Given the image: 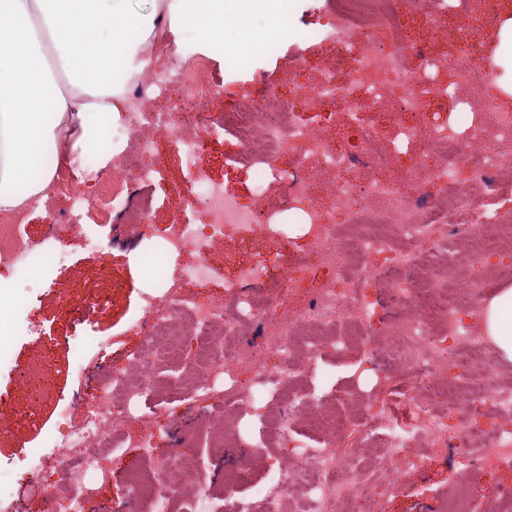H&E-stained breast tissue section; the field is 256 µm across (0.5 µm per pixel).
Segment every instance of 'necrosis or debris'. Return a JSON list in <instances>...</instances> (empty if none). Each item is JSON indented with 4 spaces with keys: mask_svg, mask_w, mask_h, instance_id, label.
Returning a JSON list of instances; mask_svg holds the SVG:
<instances>
[{
    "mask_svg": "<svg viewBox=\"0 0 512 512\" xmlns=\"http://www.w3.org/2000/svg\"><path fill=\"white\" fill-rule=\"evenodd\" d=\"M434 2L336 0L321 33L353 59L348 80L337 82L335 64L327 63L317 84L293 82L285 95L268 86L258 99L229 112L209 109L223 85L201 59L157 42L127 84L120 133L135 158L102 171L95 184L54 186V197L68 206L54 211L46 237L31 238L22 215H0V270L10 273L46 262L52 254L48 240L63 235L97 248L82 222L86 215L113 217L140 232L155 205L142 188L160 173L138 158L174 137L200 187L193 223L180 225L163 242V257L191 256L182 270L185 280L220 277L206 249L224 238L284 236L267 199L268 181L280 184L287 210L304 225L303 254L283 269L276 296L256 300L243 292L244 283L266 276L263 260L229 279L221 297L190 299L177 288L162 301L144 295L135 375L115 373L97 382L93 410L67 424L64 440L75 456L57 467L72 491L69 512H83L87 472H107L104 460L86 455V448L103 440L121 450L131 403L151 393L156 369L188 343L196 389L209 394L224 375L240 369L247 374L225 390L226 415L212 422L220 442L233 443L228 413L255 410L273 399L281 409L262 419L264 439L278 446L300 427L310 440L248 495L237 493L240 471L227 472L225 493L234 512H289L298 501L308 512H335L382 485L405 489L421 476L422 447L440 456L474 455L484 472L512 461V386L492 383L497 356L479 331L480 304L512 258V110L500 105L494 79L479 63L482 50L470 37H460L450 61L415 46L402 19L421 14L433 28H443ZM412 51L423 61L417 75L404 65ZM457 90L471 93L479 106L468 135L444 121L422 123L424 112ZM158 92L187 94L186 111H156ZM361 92L400 103L399 111L384 118L397 140L392 150H377L376 126H360L353 150L297 114L301 108H336L357 117ZM227 133L240 144L235 164L256 174L246 202L206 174L210 142ZM404 141L420 142L422 149L398 183L391 167ZM284 156L291 167L279 166ZM313 157L321 163L310 172L306 163ZM251 327L260 330L252 341L246 338ZM343 336L356 337L364 355L377 357L384 376L406 369L402 386L378 384L353 421L300 385L302 376H316ZM354 422L364 438L383 440L363 465L340 451ZM189 482L172 454L157 460L148 475L131 476L128 496L148 499L151 512H171L172 502L183 499L187 512H211L207 496L185 499Z\"/></svg>",
    "mask_w": 512,
    "mask_h": 512,
    "instance_id": "4bbe7bcc",
    "label": "necrosis or debris"
}]
</instances>
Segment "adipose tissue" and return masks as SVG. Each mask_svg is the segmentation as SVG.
<instances>
[{"instance_id":"ef3b65f1","label":"adipose tissue","mask_w":512,"mask_h":512,"mask_svg":"<svg viewBox=\"0 0 512 512\" xmlns=\"http://www.w3.org/2000/svg\"><path fill=\"white\" fill-rule=\"evenodd\" d=\"M300 0H171V30L226 68L244 67L293 31ZM135 0H0V213L50 191L60 169L111 164L126 84L157 29ZM481 333L512 362V286L481 306Z\"/></svg>"}]
</instances>
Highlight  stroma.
<instances>
[{
    "mask_svg": "<svg viewBox=\"0 0 512 512\" xmlns=\"http://www.w3.org/2000/svg\"><path fill=\"white\" fill-rule=\"evenodd\" d=\"M334 0H302L293 19L297 36L282 41L271 55L254 59L249 65L225 69L219 60L211 66L222 78L224 90L215 109L224 110L256 98L264 85H283L289 76L315 80V70L327 61L333 46L322 38L319 24ZM437 7L447 8L450 30L432 28L422 16L407 18L406 24L429 53L452 58L456 52L454 23L466 8V0H436ZM240 145L231 135H224L209 146V175L224 184L228 193L248 198L256 183L252 170L235 165L233 159ZM145 164L162 172L154 182L152 193L156 204L150 216L152 232L134 236L125 225L102 222L89 217L101 247L91 250L82 240L62 237L49 259V269L41 276L17 282L12 290L19 313L16 323L0 326V397L9 401L0 408V488L20 498L26 512H45L47 503L25 493L23 476L33 461L46 456L50 459L69 457L70 450L58 434L59 411L68 405L74 417H81L93 406L91 388L97 376L115 371L133 373V363L142 345V338L133 329L142 313V297L151 293L161 297L172 284L178 283L181 260L168 259L163 269L145 271L140 259L159 254L162 236L176 225L193 220L191 202L197 188L193 177L182 163V146L178 139L163 142L159 150L144 159ZM291 239L270 247L265 239L243 244L229 237L209 249L210 260L223 266L224 276L200 290L220 295L224 281L236 270L277 251L275 264L270 265L265 281L250 287L258 298L275 296L280 282V268L292 261L293 251L302 250L305 239L303 226L296 216H288ZM77 283L80 298L64 304L62 286ZM40 361L48 369V393L29 399L15 382L17 372L30 363ZM324 376L311 382L327 402L344 407L361 400L375 384L374 365L363 361L356 352L337 349L323 365ZM194 380L186 363L161 366L156 372L153 394L141 401L136 413L149 414L158 426L151 454L135 447H126L120 458L112 462L109 482L90 478V495L85 512H146L148 501H129L127 482L132 472H146L152 459L176 453L192 473V490H203L216 505L224 503V474L227 470L244 467L245 479L238 485L239 494H248L252 484L269 481L276 472V461L282 451L265 446L261 436V411L240 414L237 429L241 447H214L206 434L209 415L222 414L224 401L218 396L193 392ZM422 476L412 487L400 491H384L385 512H433L436 505L447 499L449 492L469 483H476L480 494L478 512H506L500 499L502 489H512V462L492 474H481L469 457L442 460L430 455L420 460Z\"/></svg>",
    "mask_w": 512,
    "mask_h": 512,
    "instance_id": "35a3bbf8",
    "label": "stroma"
}]
</instances>
